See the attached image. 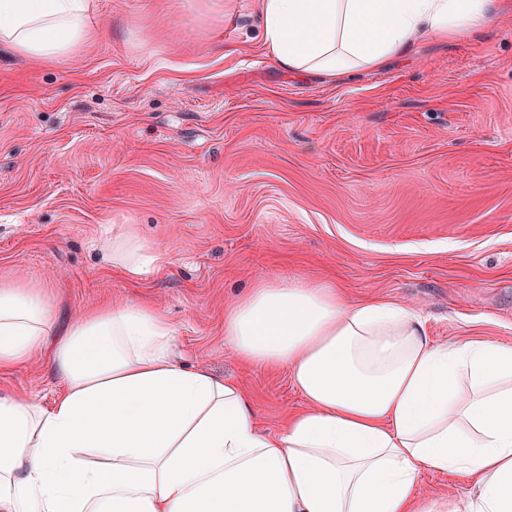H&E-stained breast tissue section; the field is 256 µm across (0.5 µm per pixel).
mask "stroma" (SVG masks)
<instances>
[{
	"mask_svg": "<svg viewBox=\"0 0 512 512\" xmlns=\"http://www.w3.org/2000/svg\"><path fill=\"white\" fill-rule=\"evenodd\" d=\"M260 0H96L100 35L40 66L0 52V275L45 283L62 323L149 301L175 360L238 381L259 428L304 402L242 365L224 310L260 279L383 296L450 344H512V14L329 79L279 68ZM161 253L128 279L93 242ZM41 359L0 391L52 402Z\"/></svg>",
	"mask_w": 512,
	"mask_h": 512,
	"instance_id": "obj_1",
	"label": "stroma"
}]
</instances>
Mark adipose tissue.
<instances>
[{"mask_svg":"<svg viewBox=\"0 0 512 512\" xmlns=\"http://www.w3.org/2000/svg\"><path fill=\"white\" fill-rule=\"evenodd\" d=\"M276 64L330 78L421 37L493 26L512 0H262ZM93 0H0V46L53 62L92 41ZM117 272L158 264L131 231L100 238ZM243 363L287 369L305 407L263 433L234 380L171 357L148 302L60 326L46 286L0 278V372L43 357L44 406L0 392V512H512V345L433 343L418 313L345 302L324 281L259 282L224 315ZM475 491L449 508L424 473Z\"/></svg>","mask_w":512,"mask_h":512,"instance_id":"ef3b65f1","label":"adipose tissue"}]
</instances>
